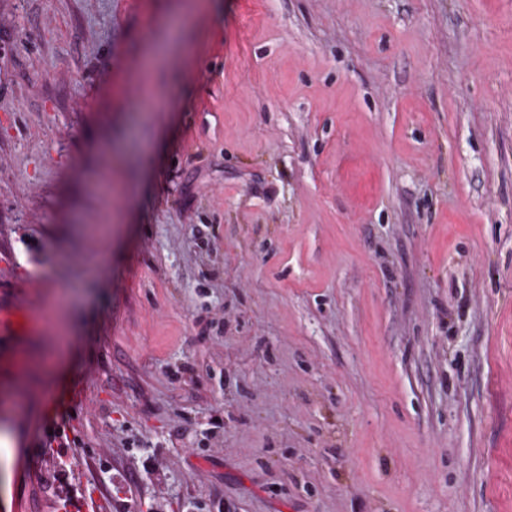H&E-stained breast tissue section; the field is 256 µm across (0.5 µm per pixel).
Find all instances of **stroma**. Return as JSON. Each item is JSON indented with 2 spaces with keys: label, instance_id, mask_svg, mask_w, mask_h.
<instances>
[{
  "label": "stroma",
  "instance_id": "1",
  "mask_svg": "<svg viewBox=\"0 0 512 512\" xmlns=\"http://www.w3.org/2000/svg\"><path fill=\"white\" fill-rule=\"evenodd\" d=\"M200 2L0 0V512H512V0ZM6 322L12 329V336L21 338L26 334V309L18 306L14 301L6 304L3 295L0 298V329L2 332Z\"/></svg>",
  "mask_w": 512,
  "mask_h": 512
}]
</instances>
